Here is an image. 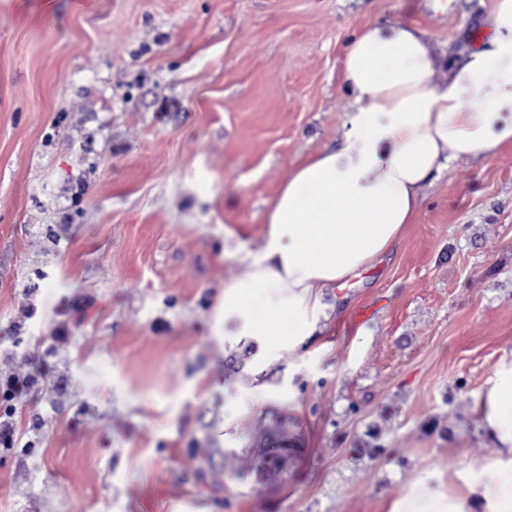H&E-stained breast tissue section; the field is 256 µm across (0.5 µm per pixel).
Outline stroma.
I'll return each mask as SVG.
<instances>
[{"mask_svg":"<svg viewBox=\"0 0 512 512\" xmlns=\"http://www.w3.org/2000/svg\"><path fill=\"white\" fill-rule=\"evenodd\" d=\"M491 0H0V512H391L492 450L512 359V147L454 161L293 351L225 325L263 217L338 146L351 33L448 79ZM286 421L288 460L257 447Z\"/></svg>","mask_w":512,"mask_h":512,"instance_id":"35a3bbf8","label":"stroma"}]
</instances>
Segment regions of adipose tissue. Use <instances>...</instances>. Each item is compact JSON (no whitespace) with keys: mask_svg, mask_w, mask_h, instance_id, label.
I'll use <instances>...</instances> for the list:
<instances>
[{"mask_svg":"<svg viewBox=\"0 0 512 512\" xmlns=\"http://www.w3.org/2000/svg\"><path fill=\"white\" fill-rule=\"evenodd\" d=\"M492 37L432 78L424 31L372 24L355 31L340 80L352 99L341 146L300 162L264 215L247 278L224 289V318L243 336H284L289 348L324 315L320 289L370 266L417 213L423 186L460 158L512 146V0H493ZM494 456L467 467L464 491L397 501L392 512H512V360L474 402Z\"/></svg>","mask_w":512,"mask_h":512,"instance_id":"obj_1","label":"adipose tissue"}]
</instances>
